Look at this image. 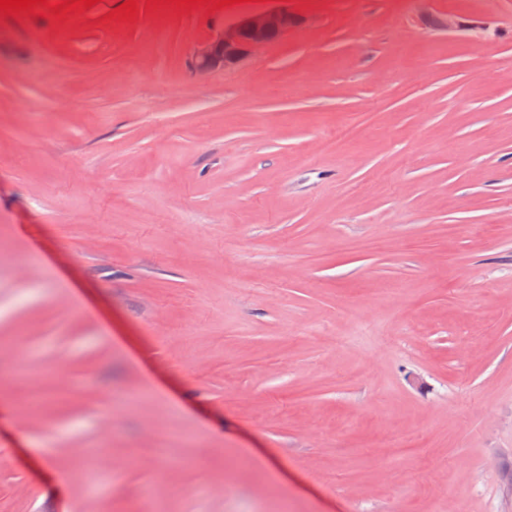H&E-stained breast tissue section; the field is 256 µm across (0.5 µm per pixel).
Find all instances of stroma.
<instances>
[{
	"label": "stroma",
	"mask_w": 512,
	"mask_h": 512,
	"mask_svg": "<svg viewBox=\"0 0 512 512\" xmlns=\"http://www.w3.org/2000/svg\"><path fill=\"white\" fill-rule=\"evenodd\" d=\"M121 2L0 17V512H512V0ZM302 21V17L288 8L243 15L195 52L193 70L205 75L236 67L242 60L256 56L285 36Z\"/></svg>",
	"instance_id": "obj_1"
}]
</instances>
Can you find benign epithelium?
Listing matches in <instances>:
<instances>
[{
	"label": "benign epithelium",
	"instance_id": "1",
	"mask_svg": "<svg viewBox=\"0 0 512 512\" xmlns=\"http://www.w3.org/2000/svg\"><path fill=\"white\" fill-rule=\"evenodd\" d=\"M301 22L302 17L286 8L243 15L195 52L193 70L205 75L233 68L242 60L256 56Z\"/></svg>",
	"mask_w": 512,
	"mask_h": 512
}]
</instances>
